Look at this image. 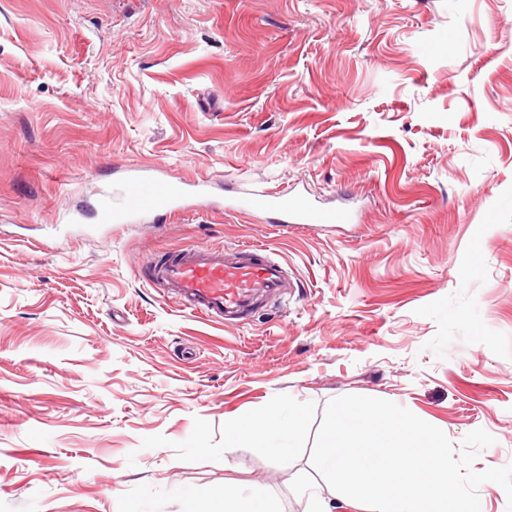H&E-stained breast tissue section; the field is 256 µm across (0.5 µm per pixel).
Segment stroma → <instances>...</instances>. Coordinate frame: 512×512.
I'll list each match as a JSON object with an SVG mask.
<instances>
[{"label": "stroma", "mask_w": 512, "mask_h": 512, "mask_svg": "<svg viewBox=\"0 0 512 512\" xmlns=\"http://www.w3.org/2000/svg\"><path fill=\"white\" fill-rule=\"evenodd\" d=\"M207 200L295 188L350 224L194 209L98 224L118 170ZM269 247L280 292L210 322L144 275ZM512 464V0H0V512H183L322 478L333 398ZM302 404L293 458L224 424Z\"/></svg>", "instance_id": "35a3bbf8"}]
</instances>
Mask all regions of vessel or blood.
<instances>
[{
  "label": "vessel or blood",
  "mask_w": 512,
  "mask_h": 512,
  "mask_svg": "<svg viewBox=\"0 0 512 512\" xmlns=\"http://www.w3.org/2000/svg\"><path fill=\"white\" fill-rule=\"evenodd\" d=\"M199 190L196 184L169 182L158 168L134 172L102 195L97 220L108 225L135 224L157 212L173 213L182 210L185 200ZM225 209L240 214L273 213L287 224H347L352 220L347 210L323 209L288 190L243 193L234 196ZM148 280L167 288L180 307L207 320L233 324L252 314L262 298L280 290L283 268L278 260L260 255L255 245L240 246L232 259L223 251L196 246L154 266Z\"/></svg>",
  "instance_id": "b4317fda"
}]
</instances>
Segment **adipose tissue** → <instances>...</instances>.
I'll return each instance as SVG.
<instances>
[{
    "label": "adipose tissue",
    "instance_id": "1",
    "mask_svg": "<svg viewBox=\"0 0 512 512\" xmlns=\"http://www.w3.org/2000/svg\"><path fill=\"white\" fill-rule=\"evenodd\" d=\"M302 416L301 410L291 411L282 404H271L257 418L236 419L225 423V445L235 448L245 441L252 447L264 449L279 462H289L301 431ZM205 499L210 502L209 512H276L269 495L257 494L248 497L229 487L222 494L209 499L198 491L186 492V512H200L199 504Z\"/></svg>",
    "mask_w": 512,
    "mask_h": 512
}]
</instances>
